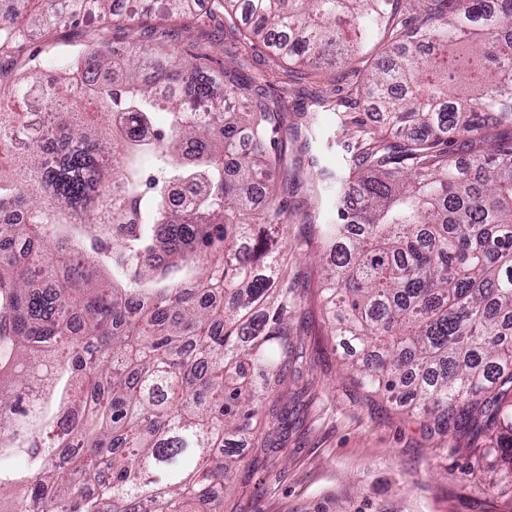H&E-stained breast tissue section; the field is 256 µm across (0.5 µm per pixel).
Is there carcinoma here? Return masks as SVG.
Here are the masks:
<instances>
[{
	"label": "carcinoma",
	"mask_w": 512,
	"mask_h": 512,
	"mask_svg": "<svg viewBox=\"0 0 512 512\" xmlns=\"http://www.w3.org/2000/svg\"><path fill=\"white\" fill-rule=\"evenodd\" d=\"M0 51L86 7L132 24L149 0H6ZM196 0H162L196 22ZM250 45L311 70L368 73L386 134L366 132L337 221L319 225L330 332L360 384L489 438L512 486V136L467 160L441 145L512 131V0H210ZM94 42L50 88L32 56L0 83V512H224L236 442L281 404L301 308L288 253L285 101L177 44ZM169 114L152 140L141 128ZM112 183V198L100 188ZM190 197L171 204L167 187Z\"/></svg>",
	"instance_id": "carcinoma-1"
}]
</instances>
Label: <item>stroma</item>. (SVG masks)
<instances>
[{"mask_svg": "<svg viewBox=\"0 0 512 512\" xmlns=\"http://www.w3.org/2000/svg\"><path fill=\"white\" fill-rule=\"evenodd\" d=\"M169 26L180 45L234 61L243 76L266 79L268 90L287 94L289 157L316 165L329 177L323 204L308 194L292 197L294 219L335 221L336 183L348 175L363 131L378 126L361 73L386 59L380 33H373L363 53L360 75L343 79L334 68L316 76L286 63L270 70L268 50L235 44L219 20L185 26L154 13L131 25L118 21L105 27L91 14L83 23L58 26L49 40L33 29L22 46L0 56V73L18 77L35 52L46 66H56L58 57L91 41L153 51L158 30ZM319 96L330 98L331 108L314 111L312 100ZM318 270L313 257L293 268L302 311L292 326L298 359L288 376L285 442L260 454L242 446L241 456L258 464L251 472L227 474L224 512H512L511 488L491 491L464 477L477 460L485 470L495 467L493 456H480V440L461 429H435L346 372L340 363L345 349L330 336L319 298Z\"/></svg>", "mask_w": 512, "mask_h": 512, "instance_id": "obj_1", "label": "stroma"}]
</instances>
